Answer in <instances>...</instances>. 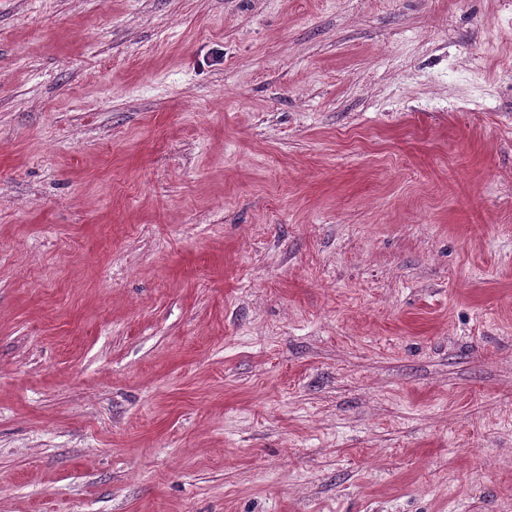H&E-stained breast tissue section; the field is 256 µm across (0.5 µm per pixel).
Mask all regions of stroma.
<instances>
[{
    "label": "stroma",
    "instance_id": "1",
    "mask_svg": "<svg viewBox=\"0 0 512 512\" xmlns=\"http://www.w3.org/2000/svg\"><path fill=\"white\" fill-rule=\"evenodd\" d=\"M0 512H512V0H0Z\"/></svg>",
    "mask_w": 512,
    "mask_h": 512
}]
</instances>
